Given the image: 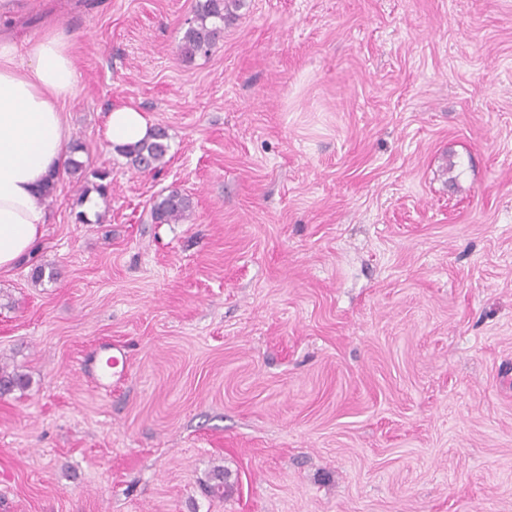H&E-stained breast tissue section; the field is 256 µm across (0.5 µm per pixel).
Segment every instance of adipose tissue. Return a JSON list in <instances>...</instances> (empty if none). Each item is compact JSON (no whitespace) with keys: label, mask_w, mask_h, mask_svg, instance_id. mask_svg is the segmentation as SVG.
Here are the masks:
<instances>
[{"label":"adipose tissue","mask_w":512,"mask_h":512,"mask_svg":"<svg viewBox=\"0 0 512 512\" xmlns=\"http://www.w3.org/2000/svg\"><path fill=\"white\" fill-rule=\"evenodd\" d=\"M77 90L71 45L55 29L23 49L0 35V271L28 258L43 235L47 217L37 192L65 159L64 103ZM150 133L136 108L108 116L112 144H134Z\"/></svg>","instance_id":"1"}]
</instances>
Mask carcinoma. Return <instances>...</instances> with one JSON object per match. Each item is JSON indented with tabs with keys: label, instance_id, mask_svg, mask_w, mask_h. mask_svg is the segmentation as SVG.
<instances>
[{
	"label": "carcinoma",
	"instance_id": "obj_1",
	"mask_svg": "<svg viewBox=\"0 0 512 512\" xmlns=\"http://www.w3.org/2000/svg\"><path fill=\"white\" fill-rule=\"evenodd\" d=\"M243 5V0H198L195 16L185 30L181 53L187 58L197 55H208L211 48L224 30V23L236 17V12ZM167 132L158 127L151 135L134 144L120 148L138 170H155L164 164L168 151ZM67 168L75 173L82 172L90 177L86 184L81 186L76 203L83 204L91 191L105 196L109 189L107 179L109 173L101 169L87 170V167L75 159H69ZM191 208L188 197L177 192H171L159 197L153 206L152 215L155 222L160 224H176L183 219L185 213ZM28 385L27 378L17 372H9L0 367V394L9 393L15 389H23ZM207 492L212 495H224V471L214 470L207 476L205 483Z\"/></svg>",
	"mask_w": 512,
	"mask_h": 512
}]
</instances>
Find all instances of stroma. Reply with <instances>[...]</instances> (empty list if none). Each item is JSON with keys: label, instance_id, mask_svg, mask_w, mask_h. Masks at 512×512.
Wrapping results in <instances>:
<instances>
[{"label": "stroma", "instance_id": "stroma-1", "mask_svg": "<svg viewBox=\"0 0 512 512\" xmlns=\"http://www.w3.org/2000/svg\"><path fill=\"white\" fill-rule=\"evenodd\" d=\"M195 3L0 0L19 38L59 21L69 142L111 181L82 224L61 171L0 271L30 380L0 512H512V0H244L188 60ZM124 105L160 173L107 139ZM150 133L151 127L147 120L134 107L117 108L108 115L107 139L114 145L123 146L119 150L130 158L132 165L138 170H156L165 163L169 147L168 134L160 127L155 128L151 135ZM191 204L188 197L171 192L156 200L152 210L153 219L160 224H176L190 210Z\"/></svg>", "mask_w": 512, "mask_h": 512}]
</instances>
